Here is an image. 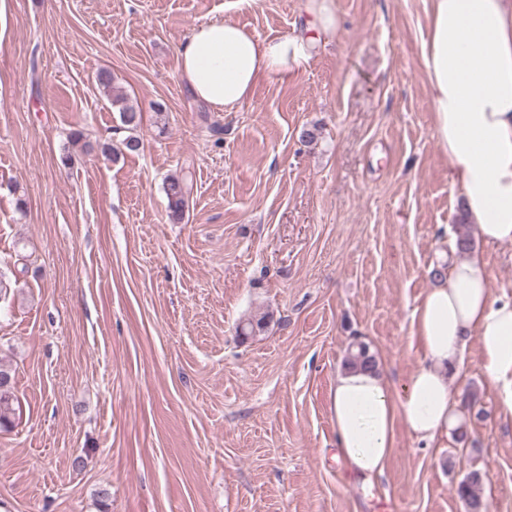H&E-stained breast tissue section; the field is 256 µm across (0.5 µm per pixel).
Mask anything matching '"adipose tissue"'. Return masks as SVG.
Listing matches in <instances>:
<instances>
[{
  "label": "adipose tissue",
  "mask_w": 512,
  "mask_h": 512,
  "mask_svg": "<svg viewBox=\"0 0 512 512\" xmlns=\"http://www.w3.org/2000/svg\"><path fill=\"white\" fill-rule=\"evenodd\" d=\"M338 28L335 0H305L299 30L273 39L211 19L180 44V76L195 98L230 112L261 78L304 70ZM422 58L435 136L463 209L483 242L512 246V0H432ZM413 329L426 361L403 389L381 370L360 368L339 370L330 388L338 456L366 482L383 475L397 422L426 443L461 425L448 375L469 338L478 340L488 378L504 384L512 412V294L492 295L477 256L449 264L416 308Z\"/></svg>",
  "instance_id": "obj_1"
}]
</instances>
